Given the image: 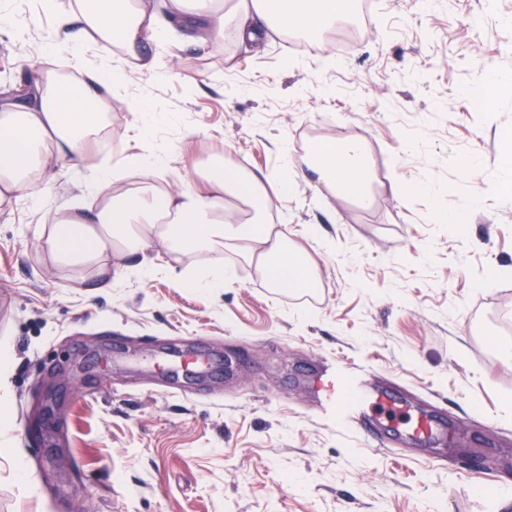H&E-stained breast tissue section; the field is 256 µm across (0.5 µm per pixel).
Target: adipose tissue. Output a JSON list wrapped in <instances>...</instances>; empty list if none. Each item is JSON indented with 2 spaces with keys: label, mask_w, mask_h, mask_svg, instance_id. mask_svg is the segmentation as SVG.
Wrapping results in <instances>:
<instances>
[{
  "label": "adipose tissue",
  "mask_w": 512,
  "mask_h": 512,
  "mask_svg": "<svg viewBox=\"0 0 512 512\" xmlns=\"http://www.w3.org/2000/svg\"><path fill=\"white\" fill-rule=\"evenodd\" d=\"M346 0H240L225 13L223 0H96L78 8L53 5V49L73 51V65L82 78L76 83L42 79L33 75L25 100L0 98V199L17 192L38 199L47 193L52 167L58 160L80 166L85 149L103 123L96 87L111 63L88 67L77 54L78 39L91 35L116 43L137 57L138 69L153 68L150 59L138 57V48L157 37V12L165 10L171 25L189 30L201 48L216 44L226 22H233L242 41L255 42L261 21L271 19L283 29L307 31L325 27L347 9ZM321 183L336 196L370 206L373 202L372 167L362 142L345 139L323 146L316 156ZM267 174L244 167L226 170L207 167L177 192L152 186L130 193L117 175L103 170L84 185L97 202L92 216L58 214L42 247L57 262H94L104 245L115 252L139 256L140 274L153 273L150 253L163 243L172 256L168 271L176 287L209 291L223 287L234 269L221 266H187L183 259L222 244L235 248L248 263L256 264L275 288H305L315 277L314 268L289 248L284 231L270 218L271 205L264 193ZM250 204L251 217L238 224L226 215V196Z\"/></svg>",
  "instance_id": "1"
}]
</instances>
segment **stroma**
Segmentation results:
<instances>
[{
    "label": "stroma",
    "mask_w": 512,
    "mask_h": 512,
    "mask_svg": "<svg viewBox=\"0 0 512 512\" xmlns=\"http://www.w3.org/2000/svg\"><path fill=\"white\" fill-rule=\"evenodd\" d=\"M375 24L337 48L334 29L308 34L313 58L291 55L264 26L249 50L226 25L201 50L177 33L144 49L153 72L126 67L97 87L122 188L145 140L170 154L166 186L195 165L234 156L271 174L274 223L316 269V285L270 287L235 249L198 265H232L224 287H175L138 257L101 267L52 265L34 232L67 206L89 209L80 168L54 165L45 198L0 203V345L9 357L0 413V512H512V202L491 193L512 149V98L486 107L475 74L485 57L512 73V0H374ZM0 91L36 69L76 75L50 52L44 0H7ZM464 17L472 26L461 25ZM362 140L374 203L334 196L309 161L325 139ZM476 156L487 186L464 223L453 212ZM433 183L435 193L418 191ZM118 277L101 289V277ZM233 371L182 386L148 363L184 343ZM378 369L383 386L449 421L456 443L375 448L318 416L307 379L325 360ZM37 492H29L26 480Z\"/></svg>",
    "instance_id": "35a3bbf8"
}]
</instances>
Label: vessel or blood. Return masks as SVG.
Returning a JSON list of instances; mask_svg holds the SVG:
<instances>
[{
  "instance_id": "b4317fda",
  "label": "vessel or blood",
  "mask_w": 512,
  "mask_h": 512,
  "mask_svg": "<svg viewBox=\"0 0 512 512\" xmlns=\"http://www.w3.org/2000/svg\"><path fill=\"white\" fill-rule=\"evenodd\" d=\"M316 408L327 418L374 447L383 442L377 431L388 422L398 433L417 441L444 438L448 430L427 415L412 412L400 399L391 397L375 382L373 369L345 361L319 365L309 379Z\"/></svg>"
}]
</instances>
